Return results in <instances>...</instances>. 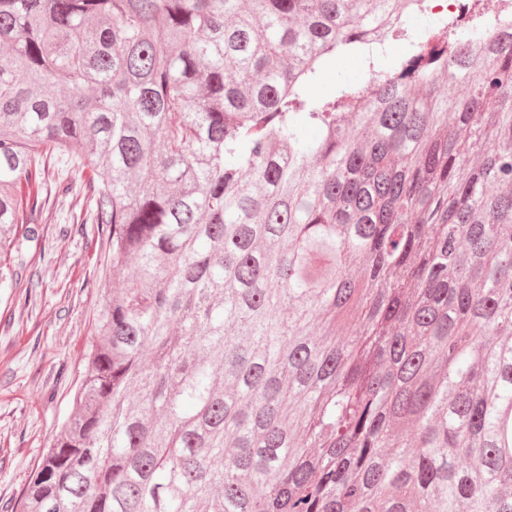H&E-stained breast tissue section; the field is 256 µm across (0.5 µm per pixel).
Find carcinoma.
<instances>
[{
	"label": "carcinoma",
	"mask_w": 512,
	"mask_h": 512,
	"mask_svg": "<svg viewBox=\"0 0 512 512\" xmlns=\"http://www.w3.org/2000/svg\"><path fill=\"white\" fill-rule=\"evenodd\" d=\"M401 3L0 0V251L57 158L122 277L26 512H512V0ZM339 59L342 61L341 65L330 67L324 83L315 88L316 94L326 93L340 83H353L365 79L367 71L358 60L352 58ZM369 77L367 74L366 79ZM49 186H48V197L50 195V183L57 179H64L73 186V192L82 197L85 193V181L81 174L80 169L72 164H64L56 159H51L49 162Z\"/></svg>",
	"instance_id": "cac0c4a2"
}]
</instances>
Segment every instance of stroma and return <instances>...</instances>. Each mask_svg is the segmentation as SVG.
Segmentation results:
<instances>
[{
	"label": "stroma",
	"mask_w": 512,
	"mask_h": 512,
	"mask_svg": "<svg viewBox=\"0 0 512 512\" xmlns=\"http://www.w3.org/2000/svg\"><path fill=\"white\" fill-rule=\"evenodd\" d=\"M68 203L35 217L38 240L0 255L19 273L0 290V512H22L23 493L60 431L79 386L95 318L112 276L109 227L74 224Z\"/></svg>",
	"instance_id": "stroma-1"
}]
</instances>
